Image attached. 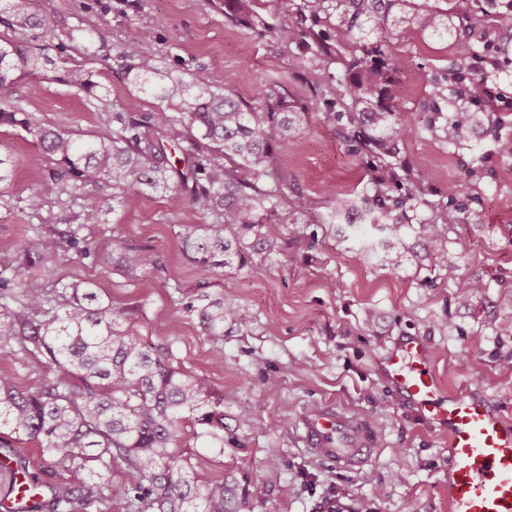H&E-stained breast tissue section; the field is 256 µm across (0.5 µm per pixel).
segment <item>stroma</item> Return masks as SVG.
I'll return each mask as SVG.
<instances>
[{
  "mask_svg": "<svg viewBox=\"0 0 512 512\" xmlns=\"http://www.w3.org/2000/svg\"><path fill=\"white\" fill-rule=\"evenodd\" d=\"M42 28L18 36L23 50L53 39L79 51L107 96L123 112H161L164 104L123 79L110 59L150 46L161 68L190 79L223 75L246 96L274 87L311 112L292 149L281 157L301 195L303 236L280 255L222 279L183 253L178 231L211 223L191 205L175 206L147 194L127 206L112 205L110 189L45 192L54 161L10 127H0V154L13 174L0 186V270L22 245L41 234L61 243L57 257L36 272L46 289L56 283L95 280L104 298L124 308L125 328L145 344L169 350L175 367L202 377L224 396V445L206 448L184 432L176 453L198 483L223 481L228 512H322L326 501L343 512H449L448 435L396 393L379 368L386 350L402 336L432 344L437 374L456 393H482L512 418V109L485 114L468 106L455 114L464 138L451 146L429 129L433 82H445L455 50L417 38L396 48L411 66L400 80L411 86L403 111L414 120L400 157L427 199L448 207L459 221L448 229V270L433 269L415 233L404 245L364 255L344 222H323L337 200L361 205L370 159L353 152L338 126L325 123L321 73L309 52L287 41L228 22L224 0H29ZM99 34L86 38L88 29ZM12 96L46 124L98 138L111 128L104 112L89 107L68 86L29 76ZM39 208H31L32 197ZM106 209L102 224H83L91 205ZM95 242L118 240L148 249L158 268L134 278L77 259L66 239L74 227ZM480 280L484 288L461 303L449 271ZM224 293L246 307L248 325L224 326V361L185 298ZM0 373L24 389H38L45 367L0 351ZM315 408L344 411L370 424L378 437L369 461L356 469L312 453L301 438L300 419ZM13 460L51 483H73L71 473L51 468L36 443L16 440Z\"/></svg>",
  "mask_w": 512,
  "mask_h": 512,
  "instance_id": "stroma-1",
  "label": "stroma"
}]
</instances>
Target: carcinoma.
Returning <instances> with one entry per match:
<instances>
[{"instance_id":"obj_1","label":"carcinoma","mask_w":512,"mask_h":512,"mask_svg":"<svg viewBox=\"0 0 512 512\" xmlns=\"http://www.w3.org/2000/svg\"><path fill=\"white\" fill-rule=\"evenodd\" d=\"M253 3L224 0V16L260 26L264 19ZM27 4L3 0L0 28L41 25ZM268 33L307 47L317 62L334 56L340 63L336 100L348 111L325 112L323 120L333 125L346 120L343 138L355 144L354 151L375 158L382 174L372 178L367 193L369 223L398 239L409 223L408 212L427 202L400 181L392 163L412 124V113L401 111L397 83L409 61L392 42L414 33L461 49L448 87L436 84L431 94L456 109L478 101L479 90L498 78L492 36L512 37V0H448L445 10L428 0H300L295 10L279 14ZM121 70L129 83L165 102L168 111L110 112L109 139H83L46 126L7 92L22 75L51 73L85 94L90 107L107 108L85 70L62 45L42 44L25 53L0 34V126L20 129L56 161L47 190L106 186L112 201L128 204L152 189L175 203L186 201L214 218L212 224L177 233L184 254L204 268L243 269L255 255L266 259L278 253L283 225L257 221L255 213L299 210L297 188L280 168L279 151L293 144L309 106L290 102L275 89L247 100L219 75L191 82L161 72L145 38L138 52L125 56ZM433 112L442 138L450 145L460 142L454 115L436 104ZM387 178L398 181V197L389 195ZM417 224L435 262L446 265L448 237L440 224L434 219ZM81 230L69 232L70 246L104 269L137 276L159 265L151 251L116 240L100 248ZM59 246L51 236L28 242L24 258L0 276V350L29 356L48 369L36 391L0 374V427H9L18 439L37 441L50 465L73 474L77 483L50 485L5 456L0 496L7 498L21 486L37 492L31 512H106L114 499L127 512H226L224 483L200 488L172 451L185 421L199 426L196 437L224 447V397L207 380L184 376L169 351L150 349L123 329L125 311L112 307L94 282L35 287L36 268L55 258ZM184 310L199 318L216 346L217 363L224 362V323L244 326L250 319L246 308L208 295L186 302ZM115 469L126 473L124 483H112Z\"/></svg>"}]
</instances>
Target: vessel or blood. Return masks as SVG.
I'll list each match as a JSON object with an SVG mask.
<instances>
[{"mask_svg": "<svg viewBox=\"0 0 512 512\" xmlns=\"http://www.w3.org/2000/svg\"><path fill=\"white\" fill-rule=\"evenodd\" d=\"M382 370L421 416L448 431L450 512H512V419L480 394L447 391L422 337L402 338L385 355ZM302 427L309 449L346 469L363 463L377 445L368 424L342 412H312Z\"/></svg>", "mask_w": 512, "mask_h": 512, "instance_id": "vessel-or-blood-1", "label": "vessel or blood"}]
</instances>
